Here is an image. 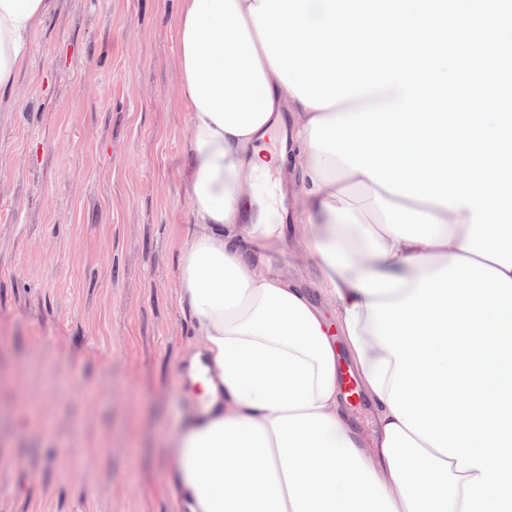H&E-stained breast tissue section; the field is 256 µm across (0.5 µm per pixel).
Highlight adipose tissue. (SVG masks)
<instances>
[{"label": "adipose tissue", "mask_w": 512, "mask_h": 512, "mask_svg": "<svg viewBox=\"0 0 512 512\" xmlns=\"http://www.w3.org/2000/svg\"><path fill=\"white\" fill-rule=\"evenodd\" d=\"M259 0H181L176 104L190 218L178 263L193 339L187 415L168 440L171 512H512V268L468 252L472 213L377 185L310 145L271 66ZM49 0H0V95ZM291 112V150L265 139ZM293 172L296 234L248 224L254 177ZM315 261L320 300L266 251ZM374 411L350 425L338 348Z\"/></svg>", "instance_id": "1"}]
</instances>
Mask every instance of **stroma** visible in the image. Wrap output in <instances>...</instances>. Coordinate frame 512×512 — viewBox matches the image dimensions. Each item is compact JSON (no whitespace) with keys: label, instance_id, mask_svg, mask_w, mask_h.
Segmentation results:
<instances>
[{"label":"stroma","instance_id":"1","mask_svg":"<svg viewBox=\"0 0 512 512\" xmlns=\"http://www.w3.org/2000/svg\"><path fill=\"white\" fill-rule=\"evenodd\" d=\"M180 0H50L0 98V512H170Z\"/></svg>","mask_w":512,"mask_h":512}]
</instances>
